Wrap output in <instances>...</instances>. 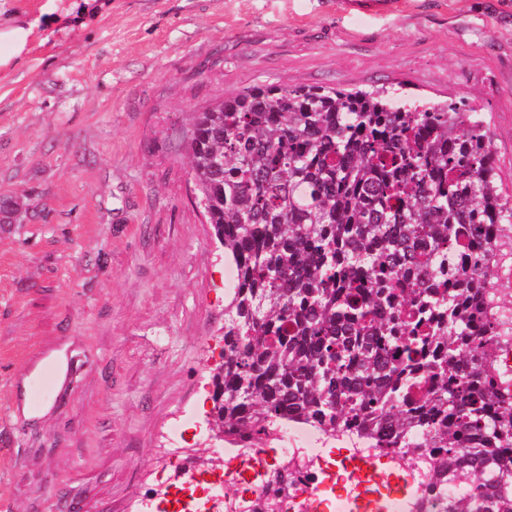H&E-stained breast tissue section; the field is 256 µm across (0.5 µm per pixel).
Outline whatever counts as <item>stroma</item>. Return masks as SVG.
I'll use <instances>...</instances> for the list:
<instances>
[{"instance_id": "stroma-1", "label": "stroma", "mask_w": 512, "mask_h": 512, "mask_svg": "<svg viewBox=\"0 0 512 512\" xmlns=\"http://www.w3.org/2000/svg\"><path fill=\"white\" fill-rule=\"evenodd\" d=\"M0 501L137 512L186 472L222 361L224 251L194 198L195 112L256 83L485 112L512 193V0H0ZM34 23H15L0 27V69L16 64L28 51Z\"/></svg>"}]
</instances>
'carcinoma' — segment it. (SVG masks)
I'll use <instances>...</instances> for the list:
<instances>
[{"label":"carcinoma","mask_w":512,"mask_h":512,"mask_svg":"<svg viewBox=\"0 0 512 512\" xmlns=\"http://www.w3.org/2000/svg\"><path fill=\"white\" fill-rule=\"evenodd\" d=\"M193 178L239 280L212 418L445 448V512H512V403L484 350L512 226L486 116L394 90L251 85L195 113Z\"/></svg>","instance_id":"1"}]
</instances>
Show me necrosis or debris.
Here are the masks:
<instances>
[{"label": "necrosis or debris", "instance_id": "necrosis-or-debris-1", "mask_svg": "<svg viewBox=\"0 0 512 512\" xmlns=\"http://www.w3.org/2000/svg\"><path fill=\"white\" fill-rule=\"evenodd\" d=\"M330 440L294 422L276 440L257 444L238 439L231 453L236 467L227 468L221 492L198 499L194 481L176 492L175 512H439L434 497L441 449L380 448L355 429L337 432L333 441L345 452L341 466L330 457ZM377 483L364 497V479ZM341 487L326 502V486Z\"/></svg>", "mask_w": 512, "mask_h": 512}]
</instances>
